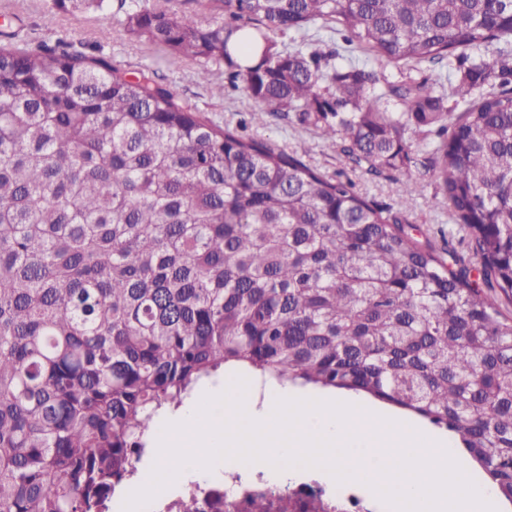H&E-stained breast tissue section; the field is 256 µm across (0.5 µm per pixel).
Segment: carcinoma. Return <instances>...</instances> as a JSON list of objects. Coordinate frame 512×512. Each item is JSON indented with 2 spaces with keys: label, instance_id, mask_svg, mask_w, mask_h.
Masks as SVG:
<instances>
[{
  "label": "carcinoma",
  "instance_id": "1",
  "mask_svg": "<svg viewBox=\"0 0 512 512\" xmlns=\"http://www.w3.org/2000/svg\"><path fill=\"white\" fill-rule=\"evenodd\" d=\"M222 2L208 22L157 0L125 24L225 64L258 111L369 172H407V203L424 169L463 251L446 263L351 180L148 73L0 43V512H106L155 419L229 366L444 425L512 503V317L487 293L512 299V0ZM317 22L336 51L278 44ZM372 58L397 69L391 107Z\"/></svg>",
  "mask_w": 512,
  "mask_h": 512
}]
</instances>
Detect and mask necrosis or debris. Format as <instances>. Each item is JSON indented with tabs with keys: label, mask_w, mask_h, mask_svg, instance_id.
<instances>
[{
	"label": "necrosis or debris",
	"mask_w": 512,
	"mask_h": 512,
	"mask_svg": "<svg viewBox=\"0 0 512 512\" xmlns=\"http://www.w3.org/2000/svg\"><path fill=\"white\" fill-rule=\"evenodd\" d=\"M188 501L196 512H390L374 492H350L317 480L284 483L259 464L234 459L219 477H183L142 512H183Z\"/></svg>",
	"instance_id": "4bbe7bcc"
}]
</instances>
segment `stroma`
Wrapping results in <instances>:
<instances>
[{"label":"stroma","instance_id":"obj_1","mask_svg":"<svg viewBox=\"0 0 512 512\" xmlns=\"http://www.w3.org/2000/svg\"><path fill=\"white\" fill-rule=\"evenodd\" d=\"M112 29L110 39L100 37L102 25ZM16 32L30 45L66 48L89 55L111 57L131 74H154L178 98L189 101L207 120L229 127L238 134L293 154L322 174H344L362 196L383 205L400 208L409 232L423 246L447 256L462 236L459 225L448 215V205L435 195L434 183H427L412 205L401 206L398 195L403 173L386 171L373 175L365 167L343 161L326 147L318 130L298 125L295 119H276L257 111L255 103L233 89L216 95L214 85L224 81V65H210L208 80L198 76V64L172 61L168 51L143 38L130 35L122 17L111 8L69 13L54 8L52 0H0V33Z\"/></svg>","mask_w":512,"mask_h":512}]
</instances>
